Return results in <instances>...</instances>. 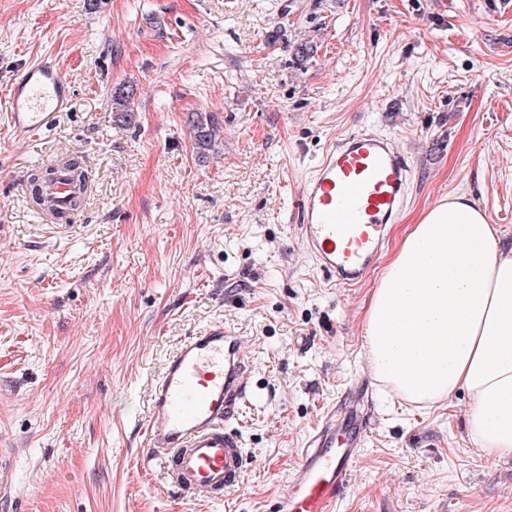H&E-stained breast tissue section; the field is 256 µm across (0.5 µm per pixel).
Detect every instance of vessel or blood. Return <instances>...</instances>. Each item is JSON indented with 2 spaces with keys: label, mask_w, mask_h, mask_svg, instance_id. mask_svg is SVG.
<instances>
[{
  "label": "vessel or blood",
  "mask_w": 512,
  "mask_h": 512,
  "mask_svg": "<svg viewBox=\"0 0 512 512\" xmlns=\"http://www.w3.org/2000/svg\"><path fill=\"white\" fill-rule=\"evenodd\" d=\"M71 97L58 66L28 65L11 85L15 130L33 136L51 129ZM410 179V165L393 140L371 130L341 139L318 163L303 188L297 229L334 285L351 287L373 267L386 225L406 204ZM79 190L63 170L45 187L62 214ZM252 370L238 334L218 320L185 339L155 380L148 445L164 451V476L186 496H211L238 484L247 458L228 425L246 403ZM370 427L358 392H351L303 449L275 512H329L348 487Z\"/></svg>",
  "instance_id": "vessel-or-blood-1"
}]
</instances>
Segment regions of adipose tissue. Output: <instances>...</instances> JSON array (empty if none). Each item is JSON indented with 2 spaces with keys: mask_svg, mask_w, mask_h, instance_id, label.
Returning <instances> with one entry per match:
<instances>
[{
  "mask_svg": "<svg viewBox=\"0 0 512 512\" xmlns=\"http://www.w3.org/2000/svg\"><path fill=\"white\" fill-rule=\"evenodd\" d=\"M466 195L411 225L370 291L362 350L394 396L432 406L465 392L467 435L488 458L512 455V251Z\"/></svg>",
  "mask_w": 512,
  "mask_h": 512,
  "instance_id": "obj_1",
  "label": "adipose tissue"
}]
</instances>
